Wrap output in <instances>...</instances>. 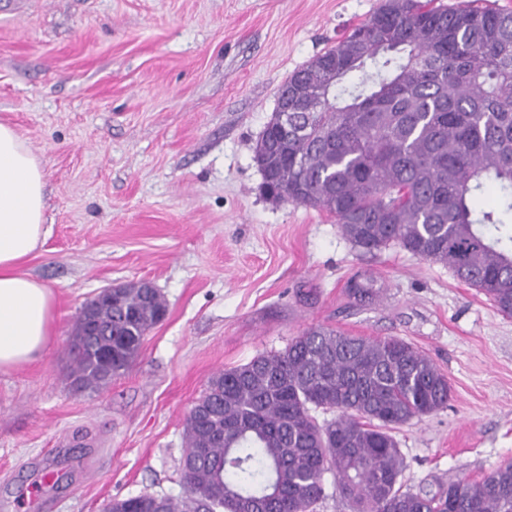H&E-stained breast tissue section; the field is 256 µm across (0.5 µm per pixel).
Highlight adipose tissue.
<instances>
[{"label":"adipose tissue","instance_id":"obj_1","mask_svg":"<svg viewBox=\"0 0 512 512\" xmlns=\"http://www.w3.org/2000/svg\"><path fill=\"white\" fill-rule=\"evenodd\" d=\"M44 174L24 139L0 124V371L40 355L52 336L54 296L22 272L47 230Z\"/></svg>","mask_w":512,"mask_h":512}]
</instances>
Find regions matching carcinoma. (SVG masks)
Segmentation results:
<instances>
[{"mask_svg":"<svg viewBox=\"0 0 512 512\" xmlns=\"http://www.w3.org/2000/svg\"><path fill=\"white\" fill-rule=\"evenodd\" d=\"M299 87L331 96L313 108L290 94L288 122L265 126L254 156L267 197L333 215L363 253L397 246L446 264L512 317V10L380 0L288 78ZM165 314L160 291L135 283L88 300L70 338L77 387L125 374ZM450 399L447 376L405 339L312 326L210 378L185 419L180 497L143 492L103 512H316L328 473L352 512H512V462L407 486L395 432Z\"/></svg>","mask_w":512,"mask_h":512,"instance_id":"cac0c4a2","label":"carcinoma"}]
</instances>
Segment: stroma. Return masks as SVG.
I'll return each mask as SVG.
<instances>
[{
    "label": "stroma",
    "mask_w": 512,
    "mask_h": 512,
    "mask_svg": "<svg viewBox=\"0 0 512 512\" xmlns=\"http://www.w3.org/2000/svg\"><path fill=\"white\" fill-rule=\"evenodd\" d=\"M379 3L0 0V122L47 183L48 233L23 270L54 292L48 348L0 373V512H26L35 485L37 512L180 495L209 379L315 325L404 337L447 376V408L396 433L408 485L512 460V318L448 265L360 254L333 216L261 189L253 147L280 86ZM144 279L165 319L110 386L75 389L81 307Z\"/></svg>",
    "instance_id": "1"
}]
</instances>
